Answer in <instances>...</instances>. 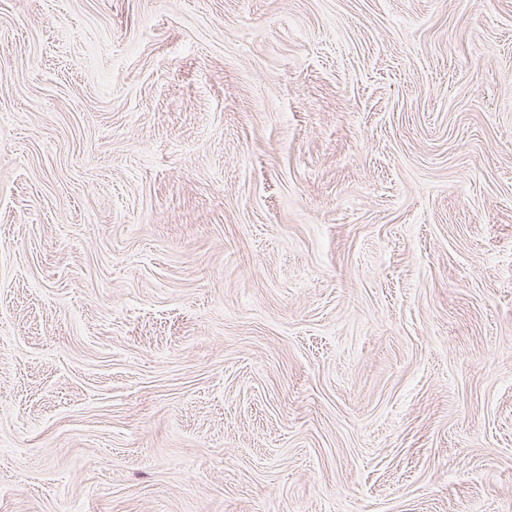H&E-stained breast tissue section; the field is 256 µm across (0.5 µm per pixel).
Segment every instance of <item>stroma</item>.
<instances>
[{"instance_id":"stroma-1","label":"stroma","mask_w":512,"mask_h":512,"mask_svg":"<svg viewBox=\"0 0 512 512\" xmlns=\"http://www.w3.org/2000/svg\"><path fill=\"white\" fill-rule=\"evenodd\" d=\"M0 512H512V0H0Z\"/></svg>"}]
</instances>
